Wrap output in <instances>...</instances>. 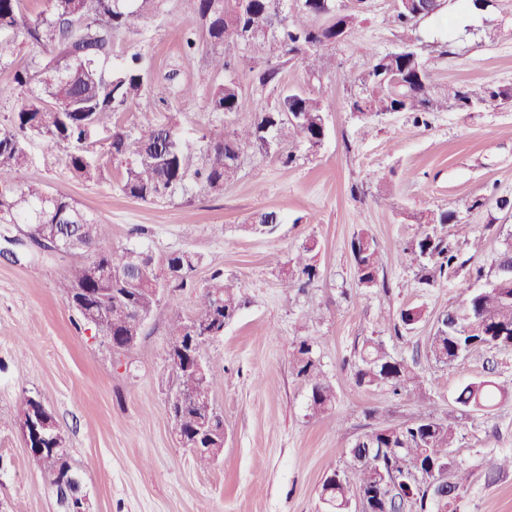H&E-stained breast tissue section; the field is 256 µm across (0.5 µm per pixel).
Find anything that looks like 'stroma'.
<instances>
[{
    "instance_id": "obj_1",
    "label": "stroma",
    "mask_w": 512,
    "mask_h": 512,
    "mask_svg": "<svg viewBox=\"0 0 512 512\" xmlns=\"http://www.w3.org/2000/svg\"><path fill=\"white\" fill-rule=\"evenodd\" d=\"M393 7L394 0H364L348 38L325 50L321 79L295 60L280 64L275 85L239 74L250 109L229 116L206 107L214 77L204 55L183 50L182 32L194 21L191 0H164L143 35L115 38L117 55L143 54L156 79L174 72L196 88L191 99L140 100L123 113L127 125L148 109L194 140L249 123L275 105L283 88L322 99L327 132L318 152L295 144L296 161L285 167L277 156L244 150L221 194L137 201L109 182L81 181L49 140H28L29 161L15 181L36 180L73 198L108 225L106 247L201 256L190 287L163 297L170 315H193L197 287L216 269L236 281L242 306L204 351L226 440L222 456L202 470L173 433L166 323L147 322L136 346L116 357L56 288L69 258L32 252L14 263L0 257V512H63L20 433L31 397L54 415L91 512H318L326 469L346 470V450L359 435L429 414L460 428L452 454L472 477L459 512H512V471L494 474L489 465L512 453V401L467 417L454 401L462 384L489 373L512 382V348L476 349L453 364L436 363L429 338L449 302L465 297L470 269L459 268L434 288L398 259L417 229L416 216L448 208L458 220L438 225V233L462 258L493 265L512 234V208L497 205L499 198L512 200V107L438 112L425 127L402 112L368 123L343 109L349 79L404 38L392 22ZM416 34L437 83L512 88V0H486L479 9L471 0H445ZM259 210L280 212L275 234L245 231ZM362 233L381 252L384 288L361 287L354 277L351 242ZM309 241L319 278L302 291L283 288V264ZM407 307L423 309L424 317L395 336L391 321ZM301 338L312 343L336 390L334 409L321 417L312 415L308 390L293 370L292 350ZM369 338L407 360L421 389L396 396L357 385L354 355Z\"/></svg>"
}]
</instances>
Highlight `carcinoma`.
<instances>
[{"label": "carcinoma", "instance_id": "1", "mask_svg": "<svg viewBox=\"0 0 512 512\" xmlns=\"http://www.w3.org/2000/svg\"><path fill=\"white\" fill-rule=\"evenodd\" d=\"M162 0H43L41 10L29 12L24 0H0V66L15 62L20 45L32 43L42 50L41 58L18 69L12 81L0 83V102L12 99L31 86L34 95L12 114L8 124L0 126V224L22 225L31 243L49 244L52 234L78 235L84 252L101 270L112 276L94 279L88 262L78 259L58 288L61 296L78 302L75 312L107 340L114 336L140 337L143 325L136 322L140 311L147 319L162 317L160 300L154 289L165 276L164 267L179 266V276L172 280L179 288L188 284L200 257L194 253L173 252L158 259L140 248L105 249L107 225L96 222L81 211L71 197L51 194L32 182L8 179L26 163V153L17 141L30 134L42 136L63 147L65 163L74 174L89 182H99L117 163V189L126 197L164 201L193 189L220 194L224 183L234 178L243 147L252 146L261 153H275L289 165L294 153L287 148L292 137L314 145L325 137L321 123L320 100L307 94H280L287 108L261 110L253 122L229 133L204 134L194 141L183 139L176 126L163 124L152 112H142L133 127H127L121 114L146 95L165 100L176 93L194 96V87L172 73L159 84L151 80L142 56L134 53L124 58L113 54L117 33L143 34L147 23L159 14ZM197 26L183 36L184 47L193 53L205 49L207 65L216 78L208 110L224 115L249 109L237 79L227 73L254 71L253 52L262 53L268 62L295 58L312 75H319L321 49L346 38L353 24L351 14H336V0H192ZM394 23L403 31L414 32L418 20L406 10L402 0H395ZM241 50L236 57L224 55V48ZM394 71L404 79L389 85L377 79L378 70ZM359 92L344 101L350 111L374 118L387 112H406L416 124L427 125L434 112L456 109L467 111L463 101L475 104L477 111L496 110L512 103V88L487 84L480 87L449 85L439 88L419 54L411 51L385 53L375 57L370 69L355 78ZM109 132L106 159L87 149L85 136L90 130ZM453 211L441 210L417 219L418 230L401 248L400 262L416 270L420 278L435 287L448 281L462 265L454 243L438 235L434 225L454 222ZM250 224L268 226L273 233L281 216L275 210L253 213ZM354 273L364 288L379 286L381 256L373 238L361 234L351 243ZM512 267V237H507L499 251L494 269L485 271L475 265L471 275L479 287L437 318L429 340L434 359L451 364L478 347H512V286L503 284L500 271ZM320 274L312 249L302 246L282 272V287L305 288ZM242 305L235 282L224 271L212 272L201 286L194 315L168 320V335L183 350L180 362L172 366L176 391L184 402L175 404L179 435L197 448L212 444L210 428L224 427V417L211 415L210 426L197 423V403L211 400L210 369L199 373L190 366L200 352L192 338L191 325L208 321L222 328L232 322ZM421 310L399 312L395 333L411 329ZM293 369L308 388L309 407L316 416L333 409L336 392L327 381L314 357L313 345L306 339L297 342ZM360 386H386L394 393L407 392L416 385V375L408 364L391 355L379 341L368 340L358 353L353 372ZM512 397V385L503 386L492 379H478L462 385L455 403L465 412H488L498 400ZM457 427L434 418H419L396 425L370 429L361 441L348 449L349 471L328 470L321 485L322 512H342V506L363 495L370 512H457L471 472L455 460ZM46 452L37 455L49 475L71 473L68 449L48 452L54 441H34ZM448 479L453 494L433 496L432 486Z\"/></svg>", "mask_w": 512, "mask_h": 512}]
</instances>
